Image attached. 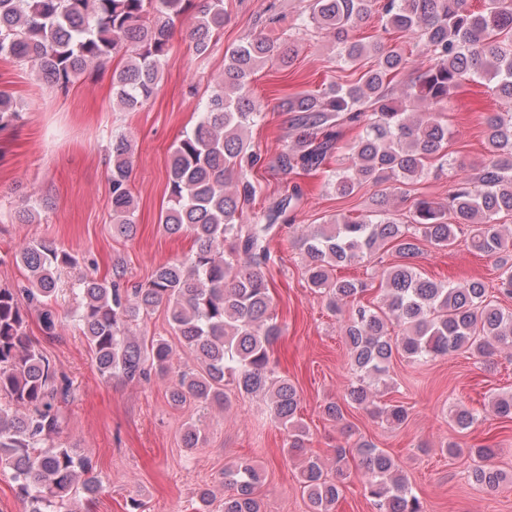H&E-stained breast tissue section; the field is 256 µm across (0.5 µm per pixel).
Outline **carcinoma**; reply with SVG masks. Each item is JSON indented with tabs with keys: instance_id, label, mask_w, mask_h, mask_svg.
<instances>
[{
	"instance_id": "obj_1",
	"label": "carcinoma",
	"mask_w": 512,
	"mask_h": 512,
	"mask_svg": "<svg viewBox=\"0 0 512 512\" xmlns=\"http://www.w3.org/2000/svg\"><path fill=\"white\" fill-rule=\"evenodd\" d=\"M376 3L384 31L415 36L429 56L427 68L397 93L388 78L406 68L402 50L380 39L365 44L350 36ZM190 12L189 36L194 52L203 56L224 28V0H0V58L31 65L39 81L65 91L90 68L121 55L125 64L112 71L113 104L134 111L158 89L171 61V30ZM298 26L332 37L346 62L374 61L354 84L281 103L293 113L294 134L270 161L279 174L319 171L338 149L345 127L359 132L345 166L329 171L324 182L338 197L384 182L409 185L434 161L453 166L448 123L411 106L440 107L469 77L492 82L501 103L486 116L488 158L478 174L457 181L445 205L414 199L404 223L392 217L383 194L365 214H338L300 230L287 215L291 200L301 195L296 184L287 199L254 215L252 223H241L257 193L248 171L262 160L245 136L262 116L249 84L260 64L291 61L297 53L290 38L250 32L225 54L224 71L198 121L171 151L160 224L169 235L190 237V253L159 265L146 282L130 288L121 286L119 273L111 281L83 275L76 318L100 376L141 383L169 376L173 348L160 336H132L128 328L165 306L172 328L198 360V368L178 372L167 386L169 403L192 401L205 414L225 406L227 385L262 396L270 417L288 430V447L302 458L301 487L310 512H335L342 480L351 476L346 451L336 450L337 478H328L321 458L307 449V431L297 419V387L276 372L274 345L282 326L262 272L272 261L268 236L279 222L295 231L308 287L326 297L331 311L348 308L343 332L358 378L346 401L392 427L405 424L408 409L380 406L371 393L374 383L388 376L393 358L426 362L458 353L481 359L512 348V312L490 299L483 281L434 280L416 264L424 245L449 249L465 235L472 249L496 259L498 291L512 297V230L499 223L500 215H512V0H483L478 10L468 0H311ZM20 117L21 105L0 92V129ZM133 156L129 138L112 142V231L127 239L137 233ZM16 219L38 221L31 198L17 209ZM381 252L393 257L378 274L382 304L365 303L368 284L338 278L336 268L370 263ZM13 262L25 268L27 287H0V469L11 472L28 512H73L71 503L95 498L101 480L91 457L55 441L71 383L57 375L27 327L35 311L45 335L55 336L58 274L77 259L32 240L20 246ZM488 405L496 418L512 422V392L490 394ZM450 417L461 431L475 421V414L460 406L450 409ZM446 451L468 453L479 486L494 490L505 480L491 464L493 448L463 450L450 442ZM351 453L378 512H425L392 455L367 441L355 442ZM263 483V470L247 461L226 467L224 512H262Z\"/></svg>"
}]
</instances>
